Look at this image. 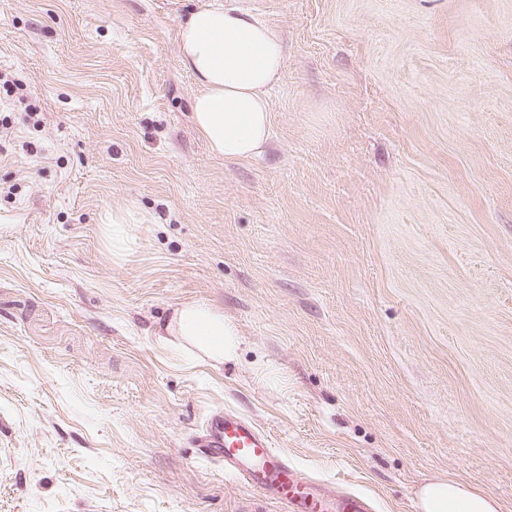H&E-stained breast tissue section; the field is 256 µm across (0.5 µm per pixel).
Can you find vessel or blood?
Segmentation results:
<instances>
[{
    "label": "vessel or blood",
    "instance_id": "1",
    "mask_svg": "<svg viewBox=\"0 0 512 512\" xmlns=\"http://www.w3.org/2000/svg\"><path fill=\"white\" fill-rule=\"evenodd\" d=\"M205 446L213 457L222 459L224 471L241 479L261 495L287 505L289 512H366L364 499L346 494L332 501L314 490L274 448L269 438L250 421L232 413L215 415L207 425Z\"/></svg>",
    "mask_w": 512,
    "mask_h": 512
}]
</instances>
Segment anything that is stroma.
Here are the masks:
<instances>
[{"label": "stroma", "mask_w": 512, "mask_h": 512, "mask_svg": "<svg viewBox=\"0 0 512 512\" xmlns=\"http://www.w3.org/2000/svg\"><path fill=\"white\" fill-rule=\"evenodd\" d=\"M201 2L0 0V512H288L220 410L370 512H512V0H230L285 53L243 161L192 123ZM193 303L235 361L159 340ZM422 512H498V504L486 493L455 479L436 480L420 492Z\"/></svg>", "instance_id": "1"}]
</instances>
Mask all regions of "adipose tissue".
I'll return each mask as SVG.
<instances>
[{
	"mask_svg": "<svg viewBox=\"0 0 512 512\" xmlns=\"http://www.w3.org/2000/svg\"><path fill=\"white\" fill-rule=\"evenodd\" d=\"M181 62L199 91L192 121L211 152L249 160L270 143L268 89L277 84L284 58L280 31L261 15L207 0L178 29ZM177 335L217 362L238 356L239 338L223 311L187 304L174 315ZM422 512H498L486 493L455 479L436 480L420 492Z\"/></svg>",
	"mask_w": 512,
	"mask_h": 512,
	"instance_id": "ef3b65f1",
	"label": "adipose tissue"
}]
</instances>
